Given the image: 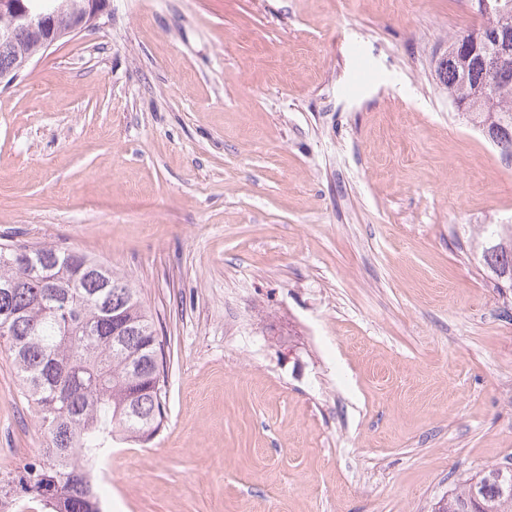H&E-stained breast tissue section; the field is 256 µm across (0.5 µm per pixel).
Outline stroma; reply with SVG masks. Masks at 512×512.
Segmentation results:
<instances>
[{
	"mask_svg": "<svg viewBox=\"0 0 512 512\" xmlns=\"http://www.w3.org/2000/svg\"><path fill=\"white\" fill-rule=\"evenodd\" d=\"M468 0H109L0 87V243L130 276L162 431L103 512H431L512 467V162L435 74ZM43 446L0 347V479ZM481 258L498 281L512 284V224H487ZM490 256V257H489Z\"/></svg>",
	"mask_w": 512,
	"mask_h": 512,
	"instance_id": "1",
	"label": "stroma"
}]
</instances>
